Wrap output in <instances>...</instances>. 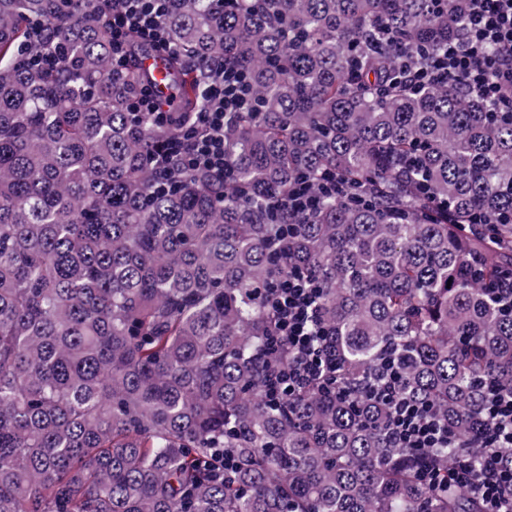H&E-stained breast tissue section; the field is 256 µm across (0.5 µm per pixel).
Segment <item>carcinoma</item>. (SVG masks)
Listing matches in <instances>:
<instances>
[{"label": "carcinoma", "mask_w": 512, "mask_h": 512, "mask_svg": "<svg viewBox=\"0 0 512 512\" xmlns=\"http://www.w3.org/2000/svg\"><path fill=\"white\" fill-rule=\"evenodd\" d=\"M112 2L0 0V512H480L430 491L358 388L393 360L459 437L444 468L482 455L484 386L512 391V311L487 291L512 270V114L399 71L465 0H171L167 73L222 60L255 106L224 129V182L162 187L171 129L128 107L154 50L132 39L113 76ZM203 105L196 85L177 109ZM325 174L341 190L314 214L270 211ZM295 270L338 387L277 405L263 293Z\"/></svg>", "instance_id": "cac0c4a2"}]
</instances>
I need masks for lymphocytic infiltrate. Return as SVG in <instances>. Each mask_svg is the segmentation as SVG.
<instances>
[{"label": "lymphocytic infiltrate", "instance_id": "obj_1", "mask_svg": "<svg viewBox=\"0 0 512 512\" xmlns=\"http://www.w3.org/2000/svg\"><path fill=\"white\" fill-rule=\"evenodd\" d=\"M167 5L168 0H114L105 14L114 67L127 61L131 32L156 49L174 52L164 24ZM210 70L207 107L195 117L196 126L204 128L205 134L198 137L187 128L172 136L155 158L162 172L176 166L219 180L224 177V127L233 113L250 110L252 89L240 69L217 62ZM403 74L415 83L457 81L466 92L494 101L499 111L512 112V0H470L464 29L449 39L447 51L430 65L409 67ZM318 293L309 275L295 272L264 295L275 318L274 344L288 352L287 362L273 371L269 400L278 402L304 388L336 381V361L327 351L330 334L315 307ZM361 392L386 408V436L394 447L423 454L453 441L434 404L400 392L389 362H381ZM472 440L483 450L479 468L462 460L444 469L431 461L423 480L433 490L449 484L469 488L481 512H512V393L487 387Z\"/></svg>", "mask_w": 512, "mask_h": 512}]
</instances>
